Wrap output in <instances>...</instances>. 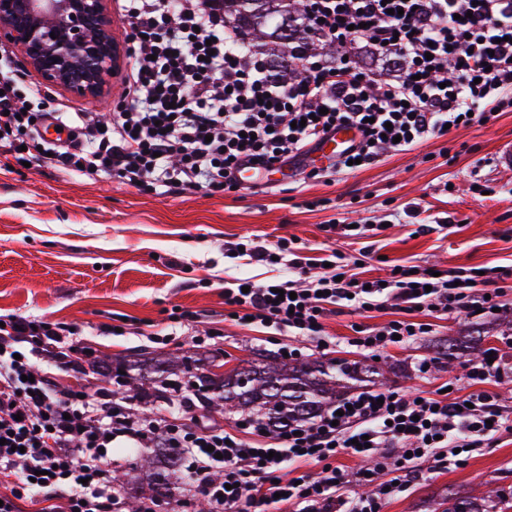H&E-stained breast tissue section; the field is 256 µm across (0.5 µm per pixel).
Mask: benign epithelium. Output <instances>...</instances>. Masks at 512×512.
<instances>
[{"mask_svg": "<svg viewBox=\"0 0 512 512\" xmlns=\"http://www.w3.org/2000/svg\"><path fill=\"white\" fill-rule=\"evenodd\" d=\"M1 40L42 84L81 98L106 94L120 58L106 0H0Z\"/></svg>", "mask_w": 512, "mask_h": 512, "instance_id": "obj_1", "label": "benign epithelium"}]
</instances>
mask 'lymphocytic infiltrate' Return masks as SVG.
<instances>
[{
  "instance_id": "lymphocytic-infiltrate-1",
  "label": "lymphocytic infiltrate",
  "mask_w": 512,
  "mask_h": 512,
  "mask_svg": "<svg viewBox=\"0 0 512 512\" xmlns=\"http://www.w3.org/2000/svg\"><path fill=\"white\" fill-rule=\"evenodd\" d=\"M308 30L337 53L301 59L296 77L273 74L224 21L223 0H118L134 42L133 63L108 119L90 112L35 110L37 90L20 93L10 65L0 66V155L42 162L60 173L116 178L142 193L230 192L237 166L294 164L327 129L352 124L363 139L352 153L370 165L386 151H407L447 127L486 126L512 112V0H303ZM372 66L387 68L376 78ZM454 75L441 83L439 74ZM64 136L45 140L47 121ZM243 253L268 264L284 257L295 278L224 291V317L288 333L289 358L323 342L335 308L386 309L402 316L360 329L353 344L373 353L433 331V320L498 307L497 268L444 270L401 265L386 281L359 275L368 252L304 255L299 242L267 249L242 240ZM287 299H279V292ZM85 348L62 324L23 317L0 327V512H119L111 450L180 448L207 512H384L392 493L350 495L349 481L388 475L406 490L424 464L465 466L474 451L512 434V412L491 392L501 363L468 372L470 390L382 393L362 390L310 423L260 437L202 420L200 400L177 411L133 414L117 393L86 382L60 392L43 357L60 370L80 367ZM367 446H360V439ZM371 461L348 476L341 454ZM42 482H34L35 472Z\"/></svg>"
}]
</instances>
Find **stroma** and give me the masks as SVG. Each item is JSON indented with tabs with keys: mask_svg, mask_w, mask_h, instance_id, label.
I'll return each mask as SVG.
<instances>
[{
	"mask_svg": "<svg viewBox=\"0 0 512 512\" xmlns=\"http://www.w3.org/2000/svg\"><path fill=\"white\" fill-rule=\"evenodd\" d=\"M24 85L39 87L45 102L65 112L106 113L121 92L111 79L109 99L77 98L40 87L19 53L0 44ZM512 142V112L494 124L472 126L432 137L408 151H388L369 167L341 171L317 181H291L221 195L141 193L118 179L99 181L58 173L47 166L0 169V319L22 316L64 324L92 352L98 383L114 388L112 369L135 356L204 357L223 353L228 367L278 352L276 336L259 326L243 327L224 318V288L238 280H286L287 264L268 266L232 257L225 243L255 239L274 248L295 238L311 249L330 246L347 255L367 249L370 276L383 277L400 260L422 267L459 269L500 266L509 284L497 312L451 316L434 332L380 354L352 346L355 327L390 320L387 311L344 309L325 321L330 347L311 348L308 362H378L384 388L435 389L450 382L466 388L476 358L462 352L451 368L420 372L437 345L481 325L490 335L483 348L512 358V169L500 167L502 143ZM489 181L494 195L472 191ZM331 198L333 208L310 202ZM386 224L381 235L352 241L325 232L335 219ZM192 321L171 324L172 309ZM122 326V335L112 333ZM221 329L220 338L199 346L193 338ZM486 497L512 491V435L475 452L465 467L427 469L386 512H443V495Z\"/></svg>",
	"mask_w": 512,
	"mask_h": 512,
	"instance_id": "1",
	"label": "stroma"
}]
</instances>
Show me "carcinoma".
<instances>
[{
    "label": "carcinoma",
    "instance_id": "obj_1",
    "mask_svg": "<svg viewBox=\"0 0 512 512\" xmlns=\"http://www.w3.org/2000/svg\"><path fill=\"white\" fill-rule=\"evenodd\" d=\"M304 8L301 0H224V15L246 39L283 44V40L312 54L333 55L336 46L305 31L300 23ZM152 391H137L130 399L166 398V391H181L193 385L202 394L204 407H224L232 415L248 416L247 422L260 430L276 431L288 423L310 422L351 389L349 381H375L379 368L355 365L286 362L276 356H264L249 367H234L217 374L191 366L172 368L168 361L157 359L149 365ZM129 465L147 470L152 475V496L160 490L170 491L168 472L180 468L178 450L166 448L162 457L140 450L130 454ZM112 481L130 500L132 512H138L136 501L142 495L139 487L127 480L122 466L112 470ZM445 512H512V493L495 497H460L448 491Z\"/></svg>",
    "mask_w": 512,
    "mask_h": 512
}]
</instances>
